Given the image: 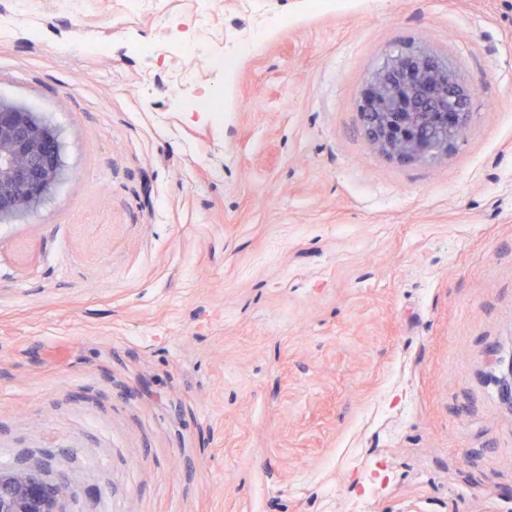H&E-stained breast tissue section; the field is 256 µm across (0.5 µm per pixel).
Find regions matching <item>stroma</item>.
Wrapping results in <instances>:
<instances>
[{
    "mask_svg": "<svg viewBox=\"0 0 512 512\" xmlns=\"http://www.w3.org/2000/svg\"><path fill=\"white\" fill-rule=\"evenodd\" d=\"M195 9L0 0V100L66 169L0 222V470L60 512H323L360 448L363 512H512V0H215L222 74L166 43ZM417 45L473 90L431 163L359 111ZM189 107L197 112H212L216 118L224 112L223 93L213 92L189 101Z\"/></svg>",
    "mask_w": 512,
    "mask_h": 512,
    "instance_id": "stroma-1",
    "label": "stroma"
}]
</instances>
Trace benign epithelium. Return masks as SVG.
<instances>
[{"mask_svg":"<svg viewBox=\"0 0 512 512\" xmlns=\"http://www.w3.org/2000/svg\"><path fill=\"white\" fill-rule=\"evenodd\" d=\"M473 90L430 49H392L371 73L360 112L372 144L400 160L431 161L471 121ZM57 129L35 112L0 102V222L37 209L63 176ZM67 492L32 471L0 470V512H58Z\"/></svg>","mask_w":512,"mask_h":512,"instance_id":"7a95c632","label":"benign epithelium"}]
</instances>
